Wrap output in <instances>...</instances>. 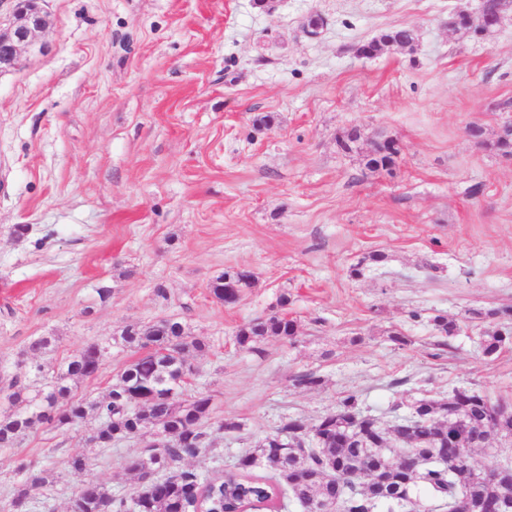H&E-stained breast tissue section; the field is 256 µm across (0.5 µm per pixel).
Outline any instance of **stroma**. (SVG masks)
<instances>
[{
	"label": "stroma",
	"mask_w": 512,
	"mask_h": 512,
	"mask_svg": "<svg viewBox=\"0 0 512 512\" xmlns=\"http://www.w3.org/2000/svg\"><path fill=\"white\" fill-rule=\"evenodd\" d=\"M480 5L42 0L46 51L0 75V413L31 339L51 340L49 377L75 351L160 319L208 345L187 388L211 398L208 446L184 462L204 478L350 394L384 424L395 405L457 387L512 402V341L483 356L487 325L467 317L512 307V155L466 135L479 125L491 142L512 123V11L484 39L448 28ZM312 14L325 21L314 38L301 29ZM399 26L415 30L414 50L358 56ZM354 127L347 153L337 139ZM375 138L400 148L390 170L365 166ZM372 253L385 262L351 276ZM231 267L255 283L227 305L210 285ZM280 310L295 342L237 345L240 325ZM134 357L113 346L73 395L102 400ZM309 372L320 385L299 383ZM98 424L39 426L0 448V512L23 461L57 475L32 490L31 512H72L91 480L133 496L146 439L88 449ZM85 451L91 469L68 471Z\"/></svg>",
	"instance_id": "35a3bbf8"
}]
</instances>
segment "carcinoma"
Returning <instances> with one entry per match:
<instances>
[{
  "label": "carcinoma",
  "instance_id": "carcinoma-1",
  "mask_svg": "<svg viewBox=\"0 0 512 512\" xmlns=\"http://www.w3.org/2000/svg\"><path fill=\"white\" fill-rule=\"evenodd\" d=\"M410 28H393L366 42L376 53L389 40L409 37ZM269 338H297V324L283 314L258 318L243 325L236 334L237 344L252 350ZM506 336L498 329L483 336V353L495 355ZM47 337L29 342L22 355L30 364L19 368L8 384L13 410L0 415V448L16 446L25 434L39 426H71L94 412L99 420L95 431L97 445L105 448L121 440L152 432H167L175 441L163 448H146L132 470H150L158 475L156 492L148 497L115 498L105 485L90 481L76 502L75 512H193L202 497L207 512H258L280 506L283 500L301 512H311L323 501L337 499L341 512H387L411 506L408 512H454L456 499L464 495L470 512H483L490 498L512 501V480L489 483L480 477L481 469L469 464L470 448H450L437 455L420 449L423 465L415 472L392 468L388 449L371 443L383 441L386 429L367 416L360 430L352 426L353 416L362 413L354 395L344 397L336 410L321 416L310 427L316 435L309 440L296 438L297 418L283 422L276 432L239 458L234 469L221 480H205L190 469L179 467L186 457L205 447V424L210 414V397L185 398L181 373L191 357L205 350L199 338L190 335L176 320L162 319L124 328L118 344L140 351L119 374L112 389L101 401L86 402L71 397V382L94 373V356H112V342L94 343L70 355L53 380L37 383L43 377L38 357L50 346ZM407 419L421 422L430 441L445 445L450 436L482 429L489 434L512 437V404L492 400L474 388H455L442 399H416L407 405ZM277 472L275 483L254 477L256 468ZM20 483L10 493L12 512H27L30 492L49 483L52 470L34 463H20ZM357 473L361 478L347 482L342 477Z\"/></svg>",
  "mask_w": 512,
  "mask_h": 512
}]
</instances>
